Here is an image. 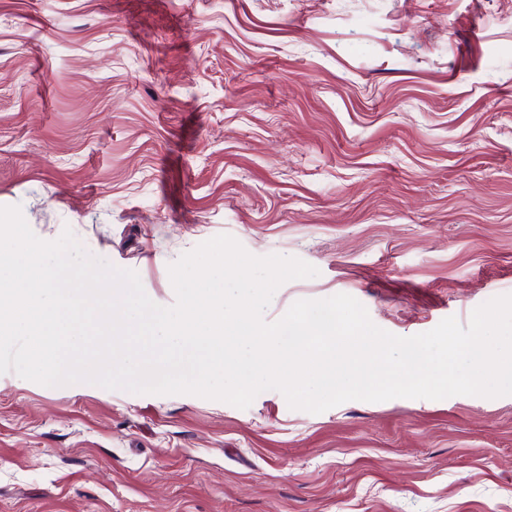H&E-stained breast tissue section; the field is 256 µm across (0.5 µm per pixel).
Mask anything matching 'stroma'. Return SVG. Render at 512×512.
Instances as JSON below:
<instances>
[{"mask_svg":"<svg viewBox=\"0 0 512 512\" xmlns=\"http://www.w3.org/2000/svg\"><path fill=\"white\" fill-rule=\"evenodd\" d=\"M0 0V206L170 306L228 234L263 314L408 337L512 294V0ZM0 512H512V396L194 395L0 374Z\"/></svg>","mask_w":512,"mask_h":512,"instance_id":"obj_1","label":"stroma"}]
</instances>
